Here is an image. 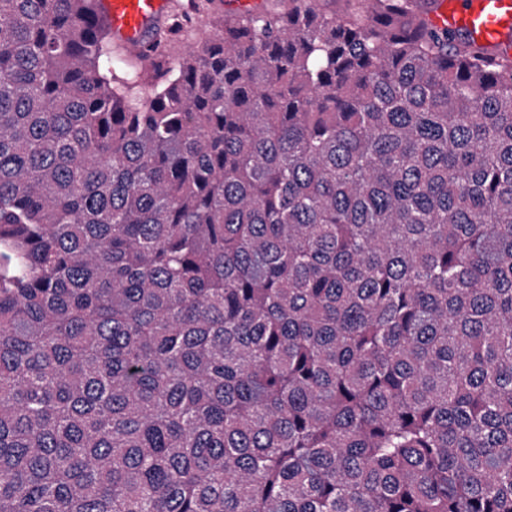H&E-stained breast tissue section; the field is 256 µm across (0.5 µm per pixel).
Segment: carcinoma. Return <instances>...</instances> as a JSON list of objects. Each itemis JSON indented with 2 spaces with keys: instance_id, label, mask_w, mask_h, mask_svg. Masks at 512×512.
Listing matches in <instances>:
<instances>
[{
  "instance_id": "1",
  "label": "carcinoma",
  "mask_w": 512,
  "mask_h": 512,
  "mask_svg": "<svg viewBox=\"0 0 512 512\" xmlns=\"http://www.w3.org/2000/svg\"><path fill=\"white\" fill-rule=\"evenodd\" d=\"M0 0V512H512V54L288 0L138 73Z\"/></svg>"
}]
</instances>
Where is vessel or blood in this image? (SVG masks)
I'll return each instance as SVG.
<instances>
[{"label":"vessel or blood","mask_w":512,"mask_h":512,"mask_svg":"<svg viewBox=\"0 0 512 512\" xmlns=\"http://www.w3.org/2000/svg\"><path fill=\"white\" fill-rule=\"evenodd\" d=\"M102 19L114 45L138 51L147 61L149 45L165 18L168 0H102ZM431 24L451 34H465L491 49L512 44V0H438Z\"/></svg>","instance_id":"b4317fda"}]
</instances>
